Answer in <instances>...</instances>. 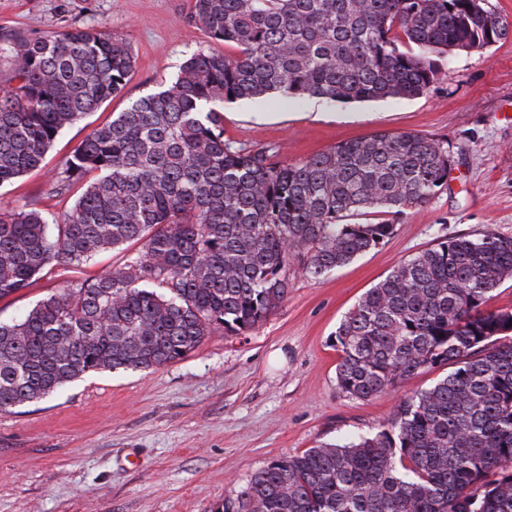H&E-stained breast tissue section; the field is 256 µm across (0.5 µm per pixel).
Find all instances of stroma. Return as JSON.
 <instances>
[{"mask_svg": "<svg viewBox=\"0 0 512 512\" xmlns=\"http://www.w3.org/2000/svg\"><path fill=\"white\" fill-rule=\"evenodd\" d=\"M192 0H0V34L49 35L102 25L131 46L125 88L65 129L40 167L0 187V208L64 219L82 191L55 196L65 159L94 129L170 85L198 51H224L189 21ZM440 81L411 100L329 105L269 98L224 106V134L296 162L379 131L450 142L448 189L408 210L385 244L319 280L292 278L288 297L254 331H218L194 352L149 370L89 373L38 403L0 411V512H220L270 461L323 442L371 435L400 395L440 371L368 401L336 383L331 337L362 294L444 238L487 229L512 236V39L442 58ZM99 254L78 271L44 270L0 300L20 318L69 281L121 266Z\"/></svg>", "mask_w": 512, "mask_h": 512, "instance_id": "35a3bbf8", "label": "stroma"}]
</instances>
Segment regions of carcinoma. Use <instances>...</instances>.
I'll return each instance as SVG.
<instances>
[{
	"instance_id": "obj_1",
	"label": "carcinoma",
	"mask_w": 512,
	"mask_h": 512,
	"mask_svg": "<svg viewBox=\"0 0 512 512\" xmlns=\"http://www.w3.org/2000/svg\"><path fill=\"white\" fill-rule=\"evenodd\" d=\"M469 0H193L190 19L234 53L198 52L170 86L95 129L53 184L90 178L60 223L0 212V300L46 268L105 251L124 265L75 280L0 321V411L99 370L153 369L212 332L256 329L299 273L318 280L379 247L396 219L448 189L446 140L376 133L286 162L224 138V104L410 99L464 41L512 38L469 24ZM0 186L40 167L59 132L118 94L126 41L97 26L0 45ZM512 237L446 238L368 289L334 334L338 388L369 400L434 368L372 436L321 443L256 471L223 512H512Z\"/></svg>"
}]
</instances>
